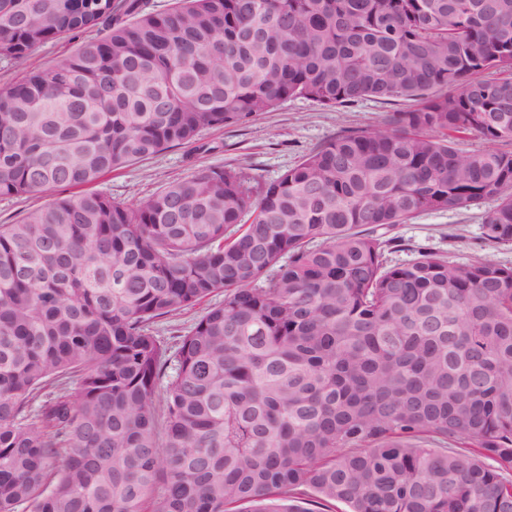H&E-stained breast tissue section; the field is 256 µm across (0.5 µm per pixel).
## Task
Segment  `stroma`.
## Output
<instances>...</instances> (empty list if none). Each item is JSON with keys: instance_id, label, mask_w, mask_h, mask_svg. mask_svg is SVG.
Here are the masks:
<instances>
[{"instance_id": "1", "label": "stroma", "mask_w": 512, "mask_h": 512, "mask_svg": "<svg viewBox=\"0 0 512 512\" xmlns=\"http://www.w3.org/2000/svg\"><path fill=\"white\" fill-rule=\"evenodd\" d=\"M403 107L400 101L368 99L331 109L309 100H288L247 123L203 132L199 144L176 145L107 174L97 189L113 200L133 204L168 182L204 168L237 169L270 182L341 129H373L385 113ZM483 214L480 207L457 213H426L410 223L397 225L393 234L399 240L400 249L391 258L405 262L426 251H443L460 263L484 256L512 266V246L484 244Z\"/></svg>"}]
</instances>
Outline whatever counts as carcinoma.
<instances>
[{"mask_svg": "<svg viewBox=\"0 0 512 512\" xmlns=\"http://www.w3.org/2000/svg\"><path fill=\"white\" fill-rule=\"evenodd\" d=\"M77 38L0 85V196L84 188L0 224V512H512V267L394 263L388 236L492 201L512 245V0H0L18 69ZM367 97L411 108L274 181L92 190L289 98ZM77 42L78 40L60 41L49 43L40 48H37L30 54L28 58V68L40 69L43 67L51 66L56 61L68 55V53L74 49ZM224 299V293H214L208 299L196 305L195 307L185 310L180 314L167 317L160 322L161 336L169 338L174 336L177 330H182L189 326L196 318L200 317L211 305L218 303Z\"/></svg>", "mask_w": 512, "mask_h": 512, "instance_id": "obj_1", "label": "carcinoma"}]
</instances>
